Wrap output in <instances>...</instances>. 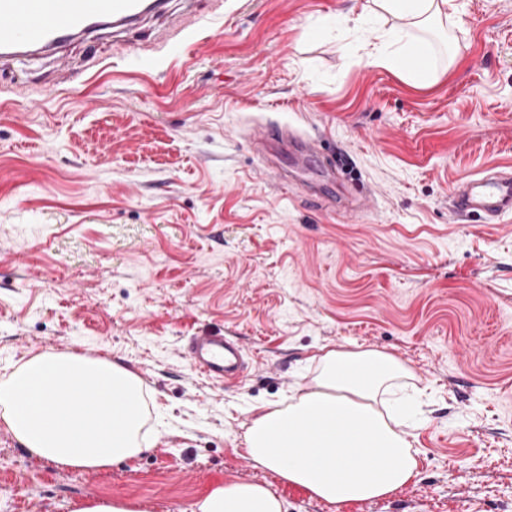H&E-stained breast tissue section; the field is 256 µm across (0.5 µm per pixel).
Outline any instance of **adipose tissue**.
Segmentation results:
<instances>
[{"label": "adipose tissue", "instance_id": "ef3b65f1", "mask_svg": "<svg viewBox=\"0 0 512 512\" xmlns=\"http://www.w3.org/2000/svg\"><path fill=\"white\" fill-rule=\"evenodd\" d=\"M450 0H371L378 14L403 20L370 59L425 85L435 57L425 36L446 20ZM313 390L253 419L246 451L255 463L314 497L336 503L372 500L405 486L418 459L384 397L408 377L396 358L374 349L330 350ZM139 377L107 358L68 351L31 356L0 379V422L31 455L59 466L103 469L144 452ZM194 512H284L264 486L213 488Z\"/></svg>", "mask_w": 512, "mask_h": 512}]
</instances>
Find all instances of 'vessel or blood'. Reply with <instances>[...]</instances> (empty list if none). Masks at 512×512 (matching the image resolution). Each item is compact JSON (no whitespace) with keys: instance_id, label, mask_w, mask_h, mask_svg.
Here are the masks:
<instances>
[{"instance_id":"obj_1","label":"vessel or blood","mask_w":512,"mask_h":512,"mask_svg":"<svg viewBox=\"0 0 512 512\" xmlns=\"http://www.w3.org/2000/svg\"><path fill=\"white\" fill-rule=\"evenodd\" d=\"M166 0H0V61L57 52L65 43L93 32L128 29L145 17L162 14ZM456 215L481 214L496 224L512 213V173L497 171L456 185L451 199ZM187 353L207 379H237L247 362L237 342L220 331L191 336Z\"/></svg>"}]
</instances>
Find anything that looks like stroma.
Instances as JSON below:
<instances>
[{"label":"stroma","instance_id":"35a3bbf8","mask_svg":"<svg viewBox=\"0 0 512 512\" xmlns=\"http://www.w3.org/2000/svg\"><path fill=\"white\" fill-rule=\"evenodd\" d=\"M365 0H169L129 31L0 69V376L76 351L136 373L149 449L98 470L31 456L0 422V512H193L227 482L285 512H512V215L457 219V183L512 168V0H453L431 84L370 64L390 25ZM260 122L346 156L263 168ZM253 359L218 385L189 336ZM409 369L419 469L331 503L253 462L252 420L313 388L327 351Z\"/></svg>","mask_w":512,"mask_h":512}]
</instances>
